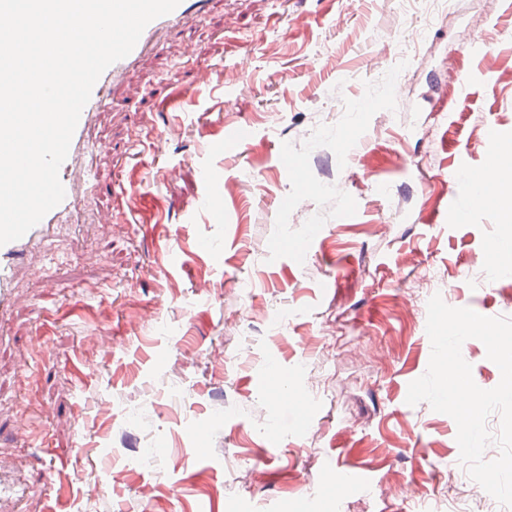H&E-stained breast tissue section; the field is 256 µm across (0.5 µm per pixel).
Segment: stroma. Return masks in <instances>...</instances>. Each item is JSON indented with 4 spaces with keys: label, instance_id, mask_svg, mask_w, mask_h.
Masks as SVG:
<instances>
[{
    "label": "stroma",
    "instance_id": "stroma-1",
    "mask_svg": "<svg viewBox=\"0 0 512 512\" xmlns=\"http://www.w3.org/2000/svg\"><path fill=\"white\" fill-rule=\"evenodd\" d=\"M425 9L209 0L127 73L91 132L84 224L30 252L0 324V476L27 488L0 512H450L456 423L406 396L431 296L512 317L493 274L512 185L472 205L455 175L512 155V0H455L398 61ZM204 65L224 78L194 88ZM313 224L309 254L282 252ZM340 470L370 488L337 495Z\"/></svg>",
    "mask_w": 512,
    "mask_h": 512
}]
</instances>
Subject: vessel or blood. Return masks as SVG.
<instances>
[{"mask_svg": "<svg viewBox=\"0 0 512 512\" xmlns=\"http://www.w3.org/2000/svg\"><path fill=\"white\" fill-rule=\"evenodd\" d=\"M207 0H181L169 14L151 21L142 32L136 46L125 58L113 63L100 76L91 97L83 108L74 132L68 155L60 167L59 177L65 188L63 201L22 238L0 246V320L20 302L15 292V280L30 248L51 238L58 226L78 217L84 184L91 178L87 164L90 149V129L111 90L116 89L132 69L170 31L200 18Z\"/></svg>", "mask_w": 512, "mask_h": 512, "instance_id": "obj_1", "label": "vessel or blood"}]
</instances>
